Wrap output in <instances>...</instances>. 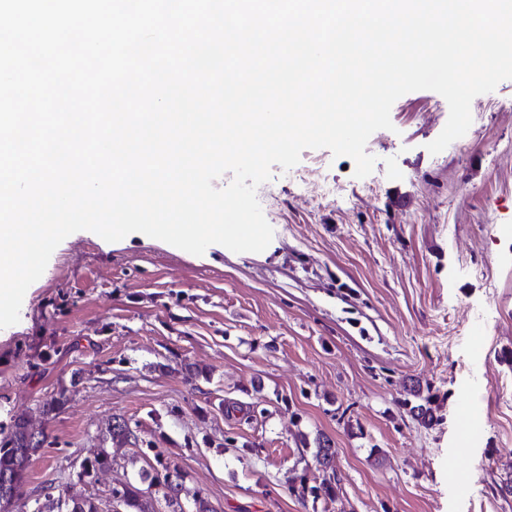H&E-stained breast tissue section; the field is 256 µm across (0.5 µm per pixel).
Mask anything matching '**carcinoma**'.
Wrapping results in <instances>:
<instances>
[{
    "label": "carcinoma",
    "instance_id": "carcinoma-1",
    "mask_svg": "<svg viewBox=\"0 0 512 512\" xmlns=\"http://www.w3.org/2000/svg\"><path fill=\"white\" fill-rule=\"evenodd\" d=\"M68 389L64 386L41 401V414L49 417L63 408L68 401ZM419 402H404L407 412L424 425L438 421L435 416L434 400L430 395L422 396L421 390H413ZM134 434L126 420H114L102 432V445L92 456L85 459L83 477L90 479L102 472L112 470L115 463L112 448L122 447ZM51 447L48 436L34 434L27 419L18 415L13 419L8 432L0 435V479L8 480L6 491L0 492V512H44L51 505L50 512H99L97 499L91 495L78 499L75 510L63 503V487L53 483L45 486L40 499L30 498L24 490L26 474L32 458L45 453ZM153 452L155 464L148 469L141 468L133 477L112 488V495L118 497L123 512H155L154 503L164 502L165 512H211L208 500L201 492H190L180 470L172 465L164 453L156 448Z\"/></svg>",
    "mask_w": 512,
    "mask_h": 512
}]
</instances>
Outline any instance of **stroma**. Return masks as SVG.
<instances>
[{"label": "stroma", "mask_w": 512, "mask_h": 512, "mask_svg": "<svg viewBox=\"0 0 512 512\" xmlns=\"http://www.w3.org/2000/svg\"><path fill=\"white\" fill-rule=\"evenodd\" d=\"M439 154L438 93H407L365 151L373 172L326 149L273 165L257 189L274 230L260 253L200 256L132 233L78 231L0 329V430L26 415L55 447L25 490L67 482L115 417L137 426L121 458L160 448L213 512H512V79L471 103ZM322 184L335 194H320ZM430 386L438 421L403 407ZM68 386L51 418L39 402ZM480 420L468 444L459 412ZM336 450L332 496L318 439Z\"/></svg>", "instance_id": "35a3bbf8"}]
</instances>
